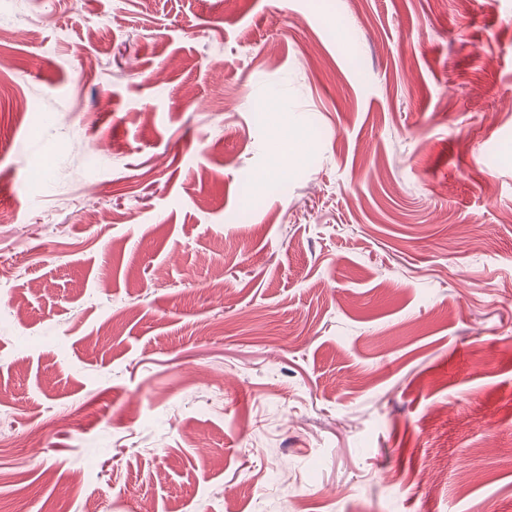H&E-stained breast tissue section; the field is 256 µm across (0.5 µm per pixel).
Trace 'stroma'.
<instances>
[{"instance_id":"obj_1","label":"stroma","mask_w":512,"mask_h":512,"mask_svg":"<svg viewBox=\"0 0 512 512\" xmlns=\"http://www.w3.org/2000/svg\"><path fill=\"white\" fill-rule=\"evenodd\" d=\"M65 495L512 512V0H0V512Z\"/></svg>"}]
</instances>
